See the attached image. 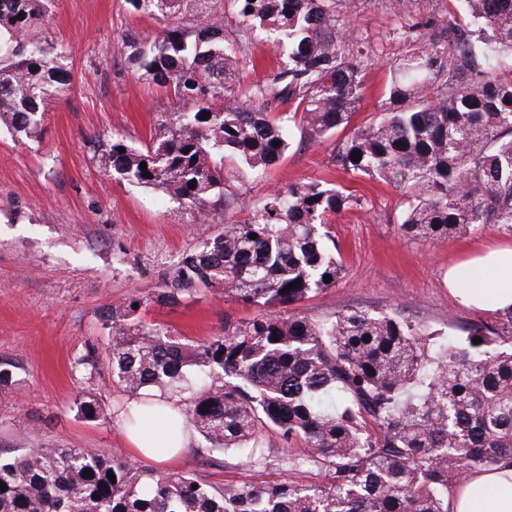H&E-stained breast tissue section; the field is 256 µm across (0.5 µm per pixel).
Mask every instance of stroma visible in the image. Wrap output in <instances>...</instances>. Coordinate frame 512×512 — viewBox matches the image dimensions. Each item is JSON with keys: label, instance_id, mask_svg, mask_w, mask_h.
<instances>
[{"label": "stroma", "instance_id": "stroma-1", "mask_svg": "<svg viewBox=\"0 0 512 512\" xmlns=\"http://www.w3.org/2000/svg\"><path fill=\"white\" fill-rule=\"evenodd\" d=\"M342 11L372 51L364 70L365 94L352 117L359 128L384 107L390 66L408 54L401 20L383 0H342ZM155 33V20L127 11L123 0H53L50 35L72 55L74 84L49 101L40 131L25 136L0 123V363L16 386L0 389V448L17 441L36 448H99L118 457L132 450L117 415L129 399L104 354L110 344L102 314L130 296L143 300L142 321L200 343L225 326L252 319L256 310L225 298L221 289L196 288L170 305L158 296L173 287L183 255L220 227L192 222L162 192L130 185L104 169L92 150L98 138L118 134L129 143L148 140L160 92L120 65L125 32ZM343 131L307 140L293 137L267 173L231 188L224 221L240 217L236 202H253L293 184L329 182L364 204L330 216L344 271L333 287L287 307L322 323L336 313L366 310L400 315L422 331L459 332L482 313L454 302L448 269L482 249L512 245V233L487 226L431 242L404 235L399 224L410 197L406 187L337 170L334 149ZM96 350V369L76 367ZM96 395L105 413L80 418L74 402ZM192 435L183 458L158 471H191L212 484L262 478L294 479L289 456L298 454L272 428H262L260 466L201 451Z\"/></svg>", "mask_w": 512, "mask_h": 512}]
</instances>
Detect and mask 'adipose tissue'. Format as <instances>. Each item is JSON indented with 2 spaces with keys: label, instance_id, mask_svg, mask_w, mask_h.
<instances>
[{
  "label": "adipose tissue",
  "instance_id": "1",
  "mask_svg": "<svg viewBox=\"0 0 512 512\" xmlns=\"http://www.w3.org/2000/svg\"><path fill=\"white\" fill-rule=\"evenodd\" d=\"M448 291L464 307L484 313L512 310V247L488 250L448 270ZM177 397L163 399L158 413L142 417L136 400L126 404L127 439L137 460L170 459L190 445L189 435L173 436L170 419L179 417ZM452 512H512V462H501L457 486Z\"/></svg>",
  "mask_w": 512,
  "mask_h": 512
}]
</instances>
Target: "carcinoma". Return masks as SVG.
I'll use <instances>...</instances> for the list:
<instances>
[{
    "label": "carcinoma",
    "instance_id": "cac0c4a2",
    "mask_svg": "<svg viewBox=\"0 0 512 512\" xmlns=\"http://www.w3.org/2000/svg\"><path fill=\"white\" fill-rule=\"evenodd\" d=\"M338 2L125 0L161 30L125 33L121 66L165 101L148 141L95 140L103 167L160 190L194 219L220 220L227 183L272 167L291 143L273 104L294 105L310 139L348 127L369 52ZM50 4L0 0V121L26 136L73 82L70 54L46 35ZM390 6L414 47L393 65L380 117L336 143V166L409 184L399 224L408 236L441 241L478 225L511 232L512 75L491 74L476 47L512 58V0H448L446 21L413 15L407 0ZM259 31L280 62L268 83L248 85L239 59ZM353 204L324 181L258 205L243 198L242 219L185 254L181 283L259 308L246 323L191 344L135 317L136 296L103 316L123 391L179 397L174 433H198L209 453L252 458L259 430L273 427L301 445L292 464L324 470L327 481L212 485L97 448L21 447L0 450V512H449L448 485L512 461V311L448 336L388 313L350 310L323 325L281 314L342 274L325 217ZM76 410L104 415L93 394Z\"/></svg>",
    "mask_w": 512,
    "mask_h": 512
}]
</instances>
